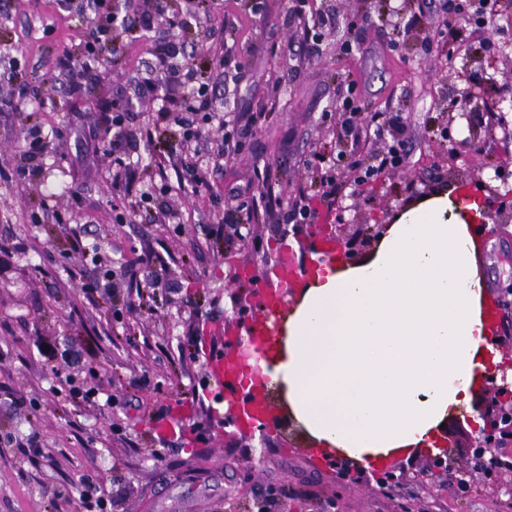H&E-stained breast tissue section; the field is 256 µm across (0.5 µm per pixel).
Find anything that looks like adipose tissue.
<instances>
[{
	"label": "adipose tissue",
	"instance_id": "ef3b65f1",
	"mask_svg": "<svg viewBox=\"0 0 512 512\" xmlns=\"http://www.w3.org/2000/svg\"><path fill=\"white\" fill-rule=\"evenodd\" d=\"M482 213L474 198L420 201L366 259L303 293L269 376L317 446L367 467L432 449L448 413L477 399L494 351L470 232Z\"/></svg>",
	"mask_w": 512,
	"mask_h": 512
}]
</instances>
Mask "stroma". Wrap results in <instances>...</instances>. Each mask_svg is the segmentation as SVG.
<instances>
[{
    "label": "stroma",
    "instance_id": "35a3bbf8",
    "mask_svg": "<svg viewBox=\"0 0 512 512\" xmlns=\"http://www.w3.org/2000/svg\"><path fill=\"white\" fill-rule=\"evenodd\" d=\"M251 2L211 0L204 10L199 0H177L169 11L183 19L182 27L170 28L162 16L145 29L137 19L154 13L156 0H127L125 23L112 30L123 53L101 60L77 97L58 63L81 57L93 16L110 12L107 0H0V45L21 52L19 67L0 60V98L13 101L0 110V243L12 247L0 272V512H80L61 494L84 473L102 482L112 512H248L267 486L279 484L281 512H330L332 500L337 512H415L420 505L427 512H512V489L468 464L473 436L461 412L442 430L457 472L388 494L378 486L377 469L360 465L342 473L278 429L225 430L224 405L210 386V357L233 330L245 293L235 272L274 262L286 234L304 243L310 229L228 224L224 234L234 245L223 250L208 220L227 202L263 194L260 166H270L275 193L286 202L320 179L305 165L310 150L335 145L351 154L329 115L353 79L363 111L406 110L408 156L403 167L320 207L319 223L389 224L413 195L439 193L447 180L463 179L504 218L500 231L485 235L479 267L486 300H501L503 288L512 287V143L490 126L478 143L466 144L465 120L449 122L447 112L453 105L472 113L489 105L512 125V104L491 95L469 104L462 99L468 83L484 81L488 65L500 85L512 84V32H494L498 48L490 54L480 47L484 32L465 26L458 39L426 56L422 42L436 38L446 19L441 0H396L391 16L379 15L375 0H305L307 15H337L335 34L314 51L289 17L287 0H263L258 15ZM395 37L400 45L393 50ZM171 39L184 44L195 64L228 59L215 92L229 116L258 111L270 94L278 96L250 147L226 159L205 184L171 169L159 172L144 137L153 105L139 101L137 77L150 51ZM347 40L349 54L341 48ZM292 51L301 55L293 65L286 61ZM115 101L129 104L122 131L131 143L128 190L119 196L107 159L95 152L101 110ZM431 126L451 127L453 144L431 139ZM35 135L49 150L40 176L24 181L13 175L18 149ZM167 205L182 223L160 222ZM57 212L82 226L81 245L60 240ZM96 240L104 242L113 270L108 303L83 290L91 263L81 247ZM147 251L178 289L161 292L154 310L131 313L126 306L137 300L135 282L147 274L136 258ZM71 344L86 349L96 372L91 382L111 404L76 410L67 402L65 378L81 370L61 367L58 354ZM193 392L198 398L191 403ZM15 395L24 405L11 404ZM31 433L52 449L55 468L7 442ZM250 459L257 469L246 483L240 468Z\"/></svg>",
    "mask_w": 512,
    "mask_h": 512
}]
</instances>
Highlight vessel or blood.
I'll return each mask as SVG.
<instances>
[{
	"instance_id": "1",
	"label": "vessel or blood",
	"mask_w": 512,
	"mask_h": 512,
	"mask_svg": "<svg viewBox=\"0 0 512 512\" xmlns=\"http://www.w3.org/2000/svg\"><path fill=\"white\" fill-rule=\"evenodd\" d=\"M314 257V262H300L294 245L284 241L275 266L265 268L262 275L250 271L242 277L241 284L252 293L253 303L242 313L229 339L231 352L217 354L212 360L214 389L226 406L254 426L268 428L275 416L260 396L268 378L259 366L262 351L273 341V318L284 311L289 298L307 287L317 265L338 263L344 253L334 237L320 235L315 240Z\"/></svg>"
}]
</instances>
